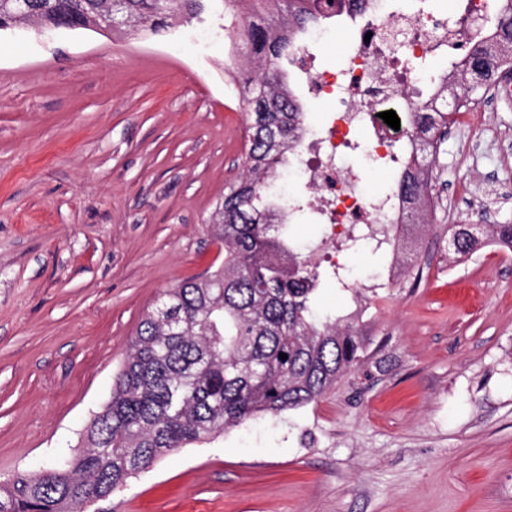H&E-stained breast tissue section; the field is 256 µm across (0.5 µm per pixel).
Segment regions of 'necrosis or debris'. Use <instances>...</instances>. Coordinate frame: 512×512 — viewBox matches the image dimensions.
Segmentation results:
<instances>
[{
	"label": "necrosis or debris",
	"mask_w": 512,
	"mask_h": 512,
	"mask_svg": "<svg viewBox=\"0 0 512 512\" xmlns=\"http://www.w3.org/2000/svg\"><path fill=\"white\" fill-rule=\"evenodd\" d=\"M348 38L342 63L334 68L316 64L314 46L331 33L317 26L296 44L292 60L313 98L333 102L334 109L315 138L293 144L296 169L311 196L314 212L325 226L320 261L338 262L337 241L353 228L376 232L383 224L403 223L416 201L397 192L371 191L370 174L390 171L399 147L417 141L412 117L417 112L456 111L466 119L469 108L454 93L464 73L451 70L447 78L431 80L411 69L410 59L436 58L452 52L464 60L472 42L458 27L448 24L447 12H427L406 0H344ZM395 111L399 129H392L380 114ZM370 138L361 163L345 160V150L360 131Z\"/></svg>",
	"instance_id": "1"
}]
</instances>
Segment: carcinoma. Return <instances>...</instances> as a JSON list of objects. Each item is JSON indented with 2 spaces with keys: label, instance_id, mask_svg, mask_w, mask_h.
Segmentation results:
<instances>
[{
  "label": "carcinoma",
  "instance_id": "cac0c4a2",
  "mask_svg": "<svg viewBox=\"0 0 512 512\" xmlns=\"http://www.w3.org/2000/svg\"><path fill=\"white\" fill-rule=\"evenodd\" d=\"M209 0H28L22 13L14 0H0V22H29L85 29L116 22L130 31L151 23L168 27L174 12L192 19ZM287 16L252 21L246 29L257 70L247 84V153L240 179L224 193V212L213 216V235L224 246V262L208 276L181 281L164 294L171 327L158 313L139 324L109 401L81 436V450L59 466L20 472L0 482V512H86L108 499L165 454L205 442L253 416H278L317 402L363 360L356 318L318 312L319 273L311 256L284 234L296 199L272 195L291 144L306 131L304 104L281 62L293 40L321 15L339 12L342 0H285ZM493 21L499 49H476L458 91L467 103L512 68V0H498ZM453 122L451 113L421 112L422 137L413 159L396 174L405 196L425 194L433 178L427 156L437 151L436 133ZM408 224H384L351 249L382 255L402 249L426 228L413 215ZM480 236L512 248V224H483ZM478 238L457 224L449 241L455 253L470 251ZM287 359H280V354Z\"/></svg>",
  "mask_w": 512,
  "mask_h": 512
}]
</instances>
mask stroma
Returning <instances> with one entry per match:
<instances>
[{
	"instance_id": "stroma-1",
	"label": "stroma",
	"mask_w": 512,
	"mask_h": 512,
	"mask_svg": "<svg viewBox=\"0 0 512 512\" xmlns=\"http://www.w3.org/2000/svg\"><path fill=\"white\" fill-rule=\"evenodd\" d=\"M249 19L230 0L156 34L0 31V481L74 454L144 316L223 261L210 220L247 151L224 37L247 70ZM433 168L437 220L411 251L343 253L375 287L319 268L316 308L358 315L364 363L317 403L161 457L112 502L512 512V258L448 264L449 224L512 223V201L484 193L512 189V100H477Z\"/></svg>"
}]
</instances>
